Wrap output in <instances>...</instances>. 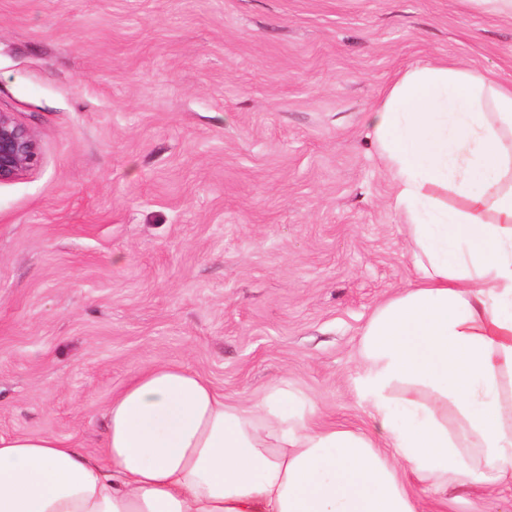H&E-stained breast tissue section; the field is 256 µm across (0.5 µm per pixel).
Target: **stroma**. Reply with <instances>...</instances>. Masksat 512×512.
Returning a JSON list of instances; mask_svg holds the SVG:
<instances>
[{"label":"stroma","mask_w":512,"mask_h":512,"mask_svg":"<svg viewBox=\"0 0 512 512\" xmlns=\"http://www.w3.org/2000/svg\"><path fill=\"white\" fill-rule=\"evenodd\" d=\"M445 61L512 82V17L468 0H0V110L37 164L0 183V433L99 452L142 368L226 403L272 385L375 429L363 330L415 280L368 114ZM425 512H512V483Z\"/></svg>","instance_id":"1"}]
</instances>
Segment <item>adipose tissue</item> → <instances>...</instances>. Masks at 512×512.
I'll use <instances>...</instances> for the list:
<instances>
[{
    "instance_id": "1",
    "label": "adipose tissue",
    "mask_w": 512,
    "mask_h": 512,
    "mask_svg": "<svg viewBox=\"0 0 512 512\" xmlns=\"http://www.w3.org/2000/svg\"><path fill=\"white\" fill-rule=\"evenodd\" d=\"M369 124L417 248L414 287L376 309L358 350L378 439L318 424L285 387L241 408L155 365L112 399L100 456L0 434V512H420L401 466L439 491L512 481V83L415 67Z\"/></svg>"
}]
</instances>
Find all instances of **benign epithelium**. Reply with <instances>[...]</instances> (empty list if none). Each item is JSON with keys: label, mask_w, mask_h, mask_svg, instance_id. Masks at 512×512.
<instances>
[{"label": "benign epithelium", "mask_w": 512, "mask_h": 512, "mask_svg": "<svg viewBox=\"0 0 512 512\" xmlns=\"http://www.w3.org/2000/svg\"><path fill=\"white\" fill-rule=\"evenodd\" d=\"M38 158L39 146L32 130L13 113L0 110V183L20 177Z\"/></svg>", "instance_id": "benign-epithelium-1"}]
</instances>
